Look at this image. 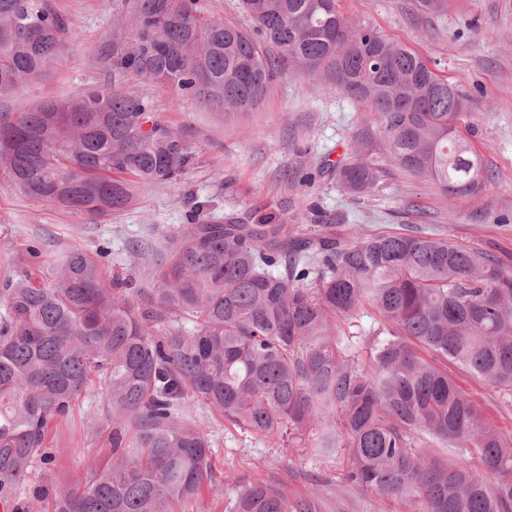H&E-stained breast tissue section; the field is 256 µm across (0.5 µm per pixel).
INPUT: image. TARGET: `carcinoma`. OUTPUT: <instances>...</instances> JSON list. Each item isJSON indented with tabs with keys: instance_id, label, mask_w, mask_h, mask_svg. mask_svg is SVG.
<instances>
[{
	"instance_id": "obj_1",
	"label": "carcinoma",
	"mask_w": 512,
	"mask_h": 512,
	"mask_svg": "<svg viewBox=\"0 0 512 512\" xmlns=\"http://www.w3.org/2000/svg\"><path fill=\"white\" fill-rule=\"evenodd\" d=\"M240 0L246 25L214 20L200 0H112L113 30L95 52L103 88L0 121V173L25 197L107 217L150 184H178L196 162L184 135L125 83H158L229 110L255 108L288 63L326 71L380 113L385 154L444 195L489 176L460 132L463 95L408 47L353 26L337 0ZM74 35L53 0H0V94L41 76ZM380 160L336 165L353 195ZM170 242L141 285L108 278L70 248L0 282V504L7 512H176L212 477L200 402L282 447L348 448L347 485L410 512H512V439L485 418L442 359L512 391V273L493 256L431 236L342 243L293 239L272 218L200 220ZM368 304L386 326L358 363L336 318ZM104 399L109 454L80 483L28 497L54 460L52 425L89 391ZM228 512H313L260 483Z\"/></svg>"
}]
</instances>
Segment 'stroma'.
<instances>
[{
	"label": "stroma",
	"mask_w": 512,
	"mask_h": 512,
	"mask_svg": "<svg viewBox=\"0 0 512 512\" xmlns=\"http://www.w3.org/2000/svg\"><path fill=\"white\" fill-rule=\"evenodd\" d=\"M77 35L47 72L7 95L0 114L80 94L105 81L94 48L112 28V0H54ZM348 22L373 28L425 57L433 70L459 85L467 107L462 124L490 176L481 191L450 199L426 178L394 163L380 165L374 190L347 194L337 183L338 161L354 147L384 146L379 113L348 98L323 72L288 66L259 105L240 112L154 85L129 91L155 102V115L192 144L197 162L179 184L139 189L136 201L107 218L54 209L22 196L0 178V279L17 268L30 242L45 256L78 247L110 251L109 273L149 283L171 239L181 235L192 201L207 219L245 224L273 216L289 236L339 241L403 233L435 235L499 259L512 271V0H448L437 13L416 0H339ZM142 244L141 253L130 250ZM453 374L499 432L512 437V392L492 388L461 369ZM105 407L96 394L78 402L74 419L53 429L51 471L35 470L29 487L69 485L83 476L88 455L108 445ZM188 420H206L214 481L184 512H226L236 487L259 482L289 501L314 498L316 512H406L403 504L347 486V449L323 457L226 425L193 402Z\"/></svg>",
	"instance_id": "35a3bbf8"
}]
</instances>
